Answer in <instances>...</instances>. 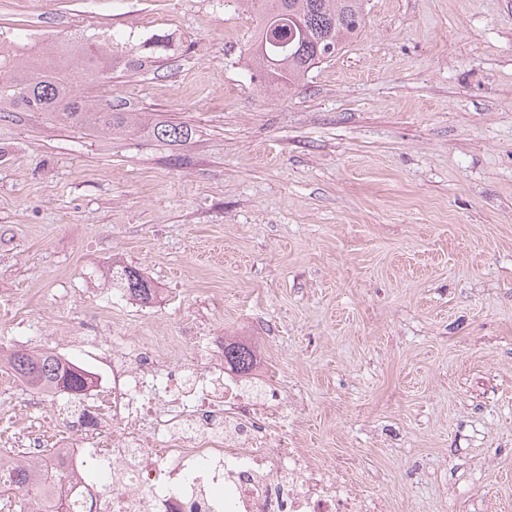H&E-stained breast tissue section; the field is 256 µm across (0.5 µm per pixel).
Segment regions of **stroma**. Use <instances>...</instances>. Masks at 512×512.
Instances as JSON below:
<instances>
[{
	"label": "stroma",
	"mask_w": 512,
	"mask_h": 512,
	"mask_svg": "<svg viewBox=\"0 0 512 512\" xmlns=\"http://www.w3.org/2000/svg\"><path fill=\"white\" fill-rule=\"evenodd\" d=\"M261 0H0V33L115 34L86 97L146 124L0 121V350L111 378L123 337L253 347L273 436L389 512H512V0H368L300 88L246 60ZM189 125L181 145L148 122ZM154 285L113 288V263ZM0 384V448L77 403Z\"/></svg>",
	"instance_id": "stroma-1"
}]
</instances>
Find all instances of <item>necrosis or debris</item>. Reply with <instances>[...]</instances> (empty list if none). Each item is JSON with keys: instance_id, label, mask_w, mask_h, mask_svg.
Masks as SVG:
<instances>
[{"instance_id": "obj_1", "label": "necrosis or debris", "mask_w": 512, "mask_h": 512, "mask_svg": "<svg viewBox=\"0 0 512 512\" xmlns=\"http://www.w3.org/2000/svg\"><path fill=\"white\" fill-rule=\"evenodd\" d=\"M112 358V383L94 386L77 432L122 436L109 448L57 445L46 456L31 441L28 457L81 468L94 459L107 471L109 493L96 505L76 494L79 512H383L354 493L343 474L314 468L290 441H270L266 419L283 411L274 393L254 395L238 375L192 359L147 350L137 337Z\"/></svg>"}]
</instances>
